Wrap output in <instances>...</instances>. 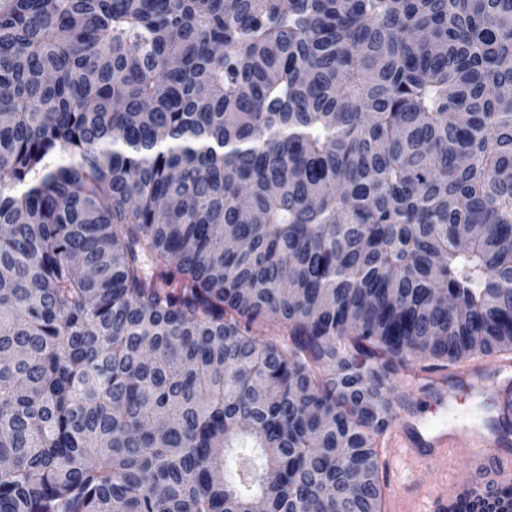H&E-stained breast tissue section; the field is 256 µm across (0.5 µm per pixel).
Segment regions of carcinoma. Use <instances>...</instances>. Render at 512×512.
Listing matches in <instances>:
<instances>
[{
	"label": "carcinoma",
	"instance_id": "carcinoma-1",
	"mask_svg": "<svg viewBox=\"0 0 512 512\" xmlns=\"http://www.w3.org/2000/svg\"><path fill=\"white\" fill-rule=\"evenodd\" d=\"M511 88L512 0H0V512H381L512 352Z\"/></svg>",
	"mask_w": 512,
	"mask_h": 512
}]
</instances>
